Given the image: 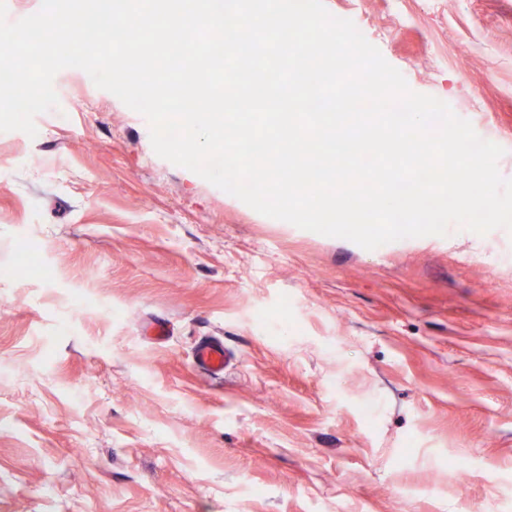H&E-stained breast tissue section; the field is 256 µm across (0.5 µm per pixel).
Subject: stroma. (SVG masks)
Listing matches in <instances>:
<instances>
[{
  "mask_svg": "<svg viewBox=\"0 0 512 512\" xmlns=\"http://www.w3.org/2000/svg\"><path fill=\"white\" fill-rule=\"evenodd\" d=\"M324 4L512 179V0ZM53 87L36 137L0 132V512H512L511 232L303 230L159 157L85 71ZM196 366L210 375H224L228 366V357L224 344L214 340H200L195 348Z\"/></svg>",
  "mask_w": 512,
  "mask_h": 512,
  "instance_id": "stroma-1",
  "label": "stroma"
}]
</instances>
